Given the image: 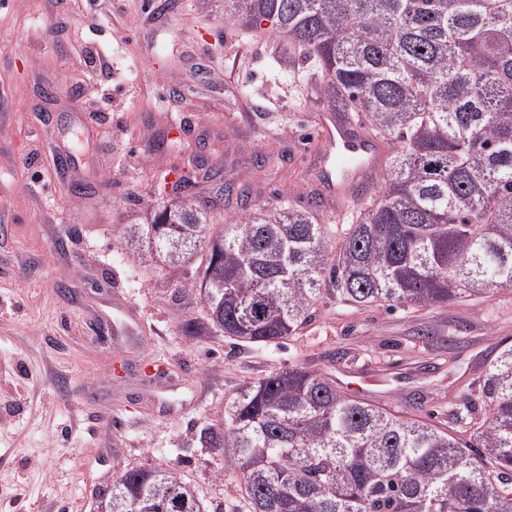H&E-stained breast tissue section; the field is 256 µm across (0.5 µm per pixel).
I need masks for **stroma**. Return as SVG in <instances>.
<instances>
[{
	"mask_svg": "<svg viewBox=\"0 0 512 512\" xmlns=\"http://www.w3.org/2000/svg\"><path fill=\"white\" fill-rule=\"evenodd\" d=\"M84 47L112 65L118 149L92 164L76 154L80 178L66 183L46 145L98 99L73 56ZM317 81L273 33L225 23L224 0H0V512H97L114 473L166 465L239 512V480L199 431L243 383L298 365L444 423L497 343L512 344V290L412 310L362 306L331 283L284 346L183 333L206 315L194 265L136 255L123 224L168 200L218 199L200 156L252 203L306 206L321 188ZM242 214L233 201L215 209ZM117 290L145 322L131 344L113 339ZM427 334L444 347L427 349ZM150 358L164 375L146 376ZM14 484L25 494L10 508Z\"/></svg>",
	"mask_w": 512,
	"mask_h": 512,
	"instance_id": "obj_1",
	"label": "stroma"
}]
</instances>
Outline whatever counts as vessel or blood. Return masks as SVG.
Masks as SVG:
<instances>
[{
  "mask_svg": "<svg viewBox=\"0 0 512 512\" xmlns=\"http://www.w3.org/2000/svg\"><path fill=\"white\" fill-rule=\"evenodd\" d=\"M319 167L317 177L325 188L324 203L343 201L352 196L357 182H367L385 160L382 145L363 133L359 122L335 112L318 116ZM143 332V321L128 315L124 304L113 306L112 333L116 336H138Z\"/></svg>",
  "mask_w": 512,
  "mask_h": 512,
  "instance_id": "1",
  "label": "vessel or blood"
}]
</instances>
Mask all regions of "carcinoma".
<instances>
[{"mask_svg": "<svg viewBox=\"0 0 512 512\" xmlns=\"http://www.w3.org/2000/svg\"><path fill=\"white\" fill-rule=\"evenodd\" d=\"M319 70L327 108L362 112L393 149L336 252L313 211L256 205L214 222L158 204L125 235L177 268L200 258L211 327L259 347L296 335L330 280L407 308L512 288V0H224ZM201 443L240 477L249 512H512V346L446 427L336 389L305 367L244 383ZM99 512H224L175 468L131 467Z\"/></svg>", "mask_w": 512, "mask_h": 512, "instance_id": "cac0c4a2", "label": "carcinoma"}]
</instances>
